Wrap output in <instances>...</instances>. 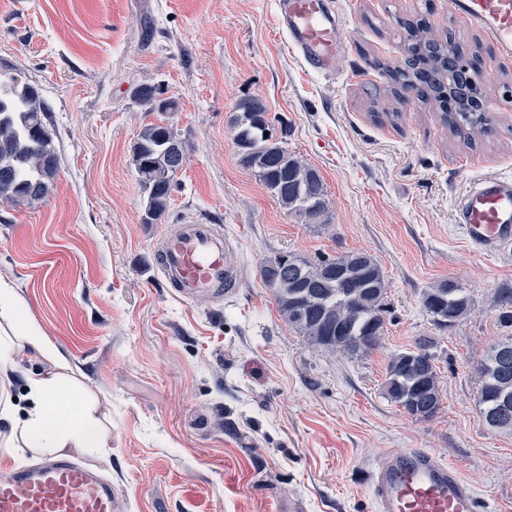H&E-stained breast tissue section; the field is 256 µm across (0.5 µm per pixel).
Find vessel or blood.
I'll return each mask as SVG.
<instances>
[{
    "label": "vessel or blood",
    "instance_id": "b4317fda",
    "mask_svg": "<svg viewBox=\"0 0 512 512\" xmlns=\"http://www.w3.org/2000/svg\"><path fill=\"white\" fill-rule=\"evenodd\" d=\"M449 11L482 30L512 56V0H448ZM276 23L307 69L330 76L343 44L335 0H278ZM454 222L472 247L512 257V177L487 176L469 188ZM156 269L182 301H223L242 281L235 252L219 224L167 227L154 247ZM378 512H479L473 486L454 466L421 448L383 451L369 472ZM111 481L86 464L56 458L0 472V512H124Z\"/></svg>",
    "mask_w": 512,
    "mask_h": 512
}]
</instances>
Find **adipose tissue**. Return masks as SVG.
<instances>
[{"mask_svg": "<svg viewBox=\"0 0 512 512\" xmlns=\"http://www.w3.org/2000/svg\"><path fill=\"white\" fill-rule=\"evenodd\" d=\"M21 303L13 286L0 279V313L15 320V333L0 336V357L10 358L16 347L30 349L50 363L48 371L25 377V404L0 401V453L17 457L20 449L35 454L61 453L70 449L106 453L112 446V429L91 396L80 397L68 374V364L32 319L18 321Z\"/></svg>", "mask_w": 512, "mask_h": 512, "instance_id": "1", "label": "adipose tissue"}]
</instances>
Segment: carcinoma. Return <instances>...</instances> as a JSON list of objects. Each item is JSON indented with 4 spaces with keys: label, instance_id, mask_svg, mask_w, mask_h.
<instances>
[{
    "label": "carcinoma",
    "instance_id": "carcinoma-1",
    "mask_svg": "<svg viewBox=\"0 0 512 512\" xmlns=\"http://www.w3.org/2000/svg\"><path fill=\"white\" fill-rule=\"evenodd\" d=\"M407 57L395 67H384L391 80L390 96L406 100L402 91H415L425 104L440 112V119L456 135L472 139L487 132L486 113L468 109L450 112L444 92L448 80L469 75L462 52L452 38L441 39L425 22L401 20ZM159 85L135 91L149 112H172L176 102L157 99ZM45 104L38 89L16 69L0 67V200L32 205L44 199L58 170V154L47 128ZM240 163L248 169L288 212L309 224L328 221V203L317 171L288 152L283 137L276 136L264 102L244 97L232 119ZM185 145L167 121L143 126L132 147V161L146 194L145 224H157L170 206L171 193L182 169ZM294 273L276 280L265 277L284 318L318 348L348 356L377 348L385 324L386 283L374 257L352 252L312 262L296 253L287 255ZM423 307L453 325L473 309L462 289L442 283L423 295ZM426 342L394 355L388 363L384 391L417 420L434 417L441 406V391L434 355ZM478 402L484 420L496 417L490 428L512 432V368H499L495 348L478 364Z\"/></svg>",
    "mask_w": 512,
    "mask_h": 512
}]
</instances>
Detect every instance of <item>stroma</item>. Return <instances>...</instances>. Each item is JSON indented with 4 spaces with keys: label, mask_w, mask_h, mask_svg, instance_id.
I'll list each match as a JSON object with an SVG mask.
<instances>
[{
    "label": "stroma",
    "mask_w": 512,
    "mask_h": 512,
    "mask_svg": "<svg viewBox=\"0 0 512 512\" xmlns=\"http://www.w3.org/2000/svg\"><path fill=\"white\" fill-rule=\"evenodd\" d=\"M345 45L336 75L309 72L275 25L276 0H0V63L48 109L59 154L48 196L0 201V278L67 359L112 424L107 455L71 452L126 496L127 512H376L362 479L382 450L423 448L458 467L483 512H512V432L478 404L477 365L497 341L512 259L470 246L455 202L490 174L512 177V57L448 0H336ZM450 36L481 75L490 131L467 142L420 102L386 99L381 63L405 54L400 20ZM161 84L173 112L133 99ZM262 99L289 152L315 168L328 224L290 214L239 161L237 101ZM185 140L168 221L224 227L243 280L223 304H186L152 260L162 227L142 221L131 164L141 128ZM362 252L387 284L380 345L350 357L312 347L261 275L281 254ZM473 301L438 326L424 293ZM429 340L438 413L409 416L383 392L391 356Z\"/></svg>",
    "instance_id": "stroma-1"
}]
</instances>
